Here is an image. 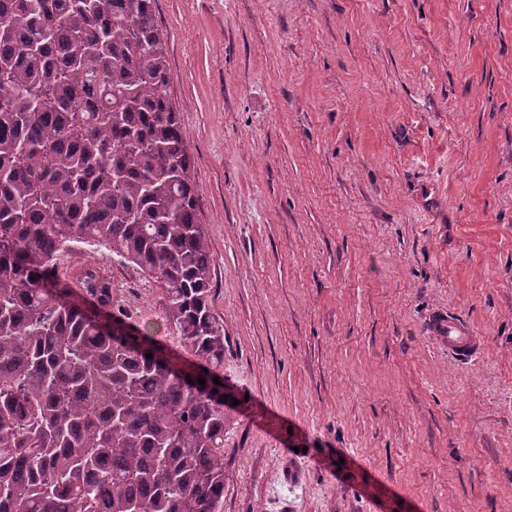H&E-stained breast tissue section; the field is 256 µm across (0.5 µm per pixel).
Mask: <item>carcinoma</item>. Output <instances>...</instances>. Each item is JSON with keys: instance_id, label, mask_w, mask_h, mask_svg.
<instances>
[{"instance_id": "1", "label": "carcinoma", "mask_w": 512, "mask_h": 512, "mask_svg": "<svg viewBox=\"0 0 512 512\" xmlns=\"http://www.w3.org/2000/svg\"><path fill=\"white\" fill-rule=\"evenodd\" d=\"M155 5L0 0V512H224V324ZM75 245L159 284L192 364L73 297Z\"/></svg>"}]
</instances>
